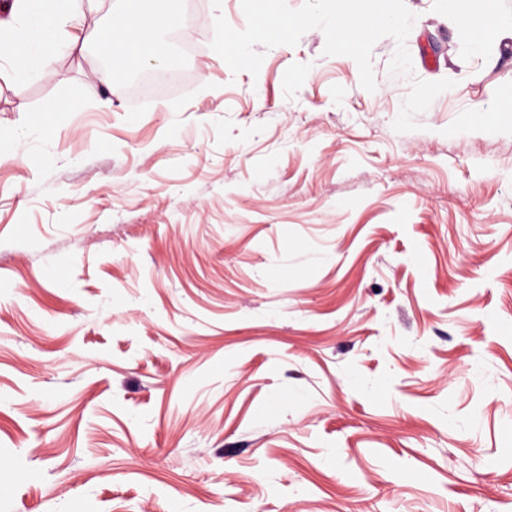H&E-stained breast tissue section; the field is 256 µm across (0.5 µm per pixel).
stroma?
I'll return each mask as SVG.
<instances>
[{"label": "stroma", "instance_id": "1", "mask_svg": "<svg viewBox=\"0 0 512 512\" xmlns=\"http://www.w3.org/2000/svg\"><path fill=\"white\" fill-rule=\"evenodd\" d=\"M404 5L372 92L232 72L241 0H165L164 96L99 108L92 15L0 80V512H512V38Z\"/></svg>", "mask_w": 512, "mask_h": 512}]
</instances>
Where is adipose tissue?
<instances>
[{"mask_svg":"<svg viewBox=\"0 0 512 512\" xmlns=\"http://www.w3.org/2000/svg\"><path fill=\"white\" fill-rule=\"evenodd\" d=\"M28 19L25 27L0 20V41L13 40L18 47V64L0 67L1 80H14L31 72L44 73L51 67V50L68 37L72 28L83 25L87 13H101V23L88 39L94 48L113 47L106 67L94 72L95 81L112 87L113 75L125 68H139L158 61V32L173 25L161 0H122L119 9H110L108 0H18ZM457 24L469 30L472 50L505 37V29L489 19L487 8H454Z\"/></svg>","mask_w":512,"mask_h":512,"instance_id":"obj_1","label":"adipose tissue"}]
</instances>
